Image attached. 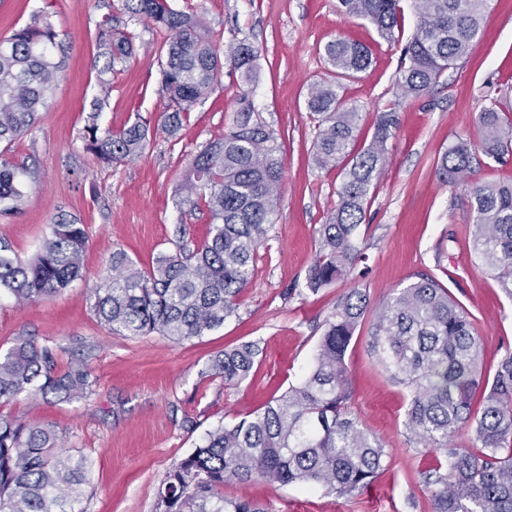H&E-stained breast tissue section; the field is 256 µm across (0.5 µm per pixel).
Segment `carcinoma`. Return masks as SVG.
Segmentation results:
<instances>
[{
    "mask_svg": "<svg viewBox=\"0 0 512 512\" xmlns=\"http://www.w3.org/2000/svg\"><path fill=\"white\" fill-rule=\"evenodd\" d=\"M401 0H340L343 12L367 21L396 43ZM415 31L402 49L397 84L420 97L463 59L477 37L489 0H411ZM128 22L107 12L98 23L94 66L101 111L112 92L115 64L131 58L137 36L129 22L146 20L169 34L160 53L163 109L155 122L138 118L113 131L95 120L85 126V149L104 164L138 156L147 141L173 137L212 89L223 70L245 85L258 78L263 48L240 40L223 53L206 36L195 12L176 10L170 0H122ZM66 47L47 15L0 39V143L28 132L41 117L63 68ZM325 55L339 78L366 70L369 49L336 39ZM479 137L459 138L437 161L446 182L471 174L474 151L495 162L512 152V120L501 101L485 95ZM307 109L320 116L313 158L323 169L340 168L343 182L328 222L319 225L318 251L306 273L316 292L343 279L364 259L359 228L365 201L387 164V142L397 113L381 112L368 146L349 150L359 130V112L340 95L336 82H314ZM275 131L254 112L248 97L230 128L194 154L179 189L181 213L204 208L207 236L190 246L159 254L140 267L123 251L112 252V274L95 290L93 311L113 333L175 341L200 338L224 325L239 308L253 274L257 252L272 223L282 182ZM27 169L0 158V214L19 212L27 199ZM472 248L484 271L512 295V182L475 183L471 188ZM85 226L61 214L51 236L30 261L0 245V288L16 302L52 296L82 276ZM365 292L349 289L324 321L310 367L297 385L261 411L207 434L202 445L179 460L156 493L155 512H264L251 500L224 495V486L262 480L302 484L348 494L367 488L385 467L383 444L360 424L350 407L345 357L369 310ZM371 349L386 374L409 391L404 427L417 440L443 450L447 464L429 474L433 512H512V351L493 378L483 372L482 342L471 314L433 276L419 275L383 304L371 324ZM260 349L246 342L212 356L201 375L237 386L254 375ZM96 378L77 365L56 371V353L28 336L0 354V403L20 396L59 400L93 394ZM470 445L448 448L462 433ZM60 437L48 424L0 417V512H78L91 468L85 457L60 454Z\"/></svg>",
    "mask_w": 512,
    "mask_h": 512,
    "instance_id": "1",
    "label": "carcinoma"
}]
</instances>
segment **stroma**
Here are the masks:
<instances>
[{"label":"stroma","mask_w":512,"mask_h":512,"mask_svg":"<svg viewBox=\"0 0 512 512\" xmlns=\"http://www.w3.org/2000/svg\"><path fill=\"white\" fill-rule=\"evenodd\" d=\"M105 0H0V37L28 24L44 10L68 44L63 71L39 122L0 154L27 164L24 210L0 215V243L30 259L49 237L59 214L85 224L84 276L56 295L24 305L0 294V352L17 337L32 336L55 349L59 369L85 364L97 376L95 393L59 402L39 396L0 405V414L48 423L62 437L66 454L91 463L82 506L85 512H155L156 491L171 466L203 443L209 430L235 423L298 383L307 371L324 320L351 288L371 305L388 301L415 274L444 275L445 286L476 319L484 366L495 372L512 351V298L482 270L469 243L474 231L470 185L512 181V155L497 163L476 155L466 181L442 183L436 164L457 138H476L486 94L512 106V0H491L467 59L447 71L420 98L396 83L402 44L416 17L405 9L399 43L379 37L366 21L343 13L339 0H172L176 9L206 20L220 48L245 38L263 47L258 78L244 87L220 75L176 138L158 135L131 160L106 166L84 148L83 130L98 93L97 25ZM139 49L116 64L112 93L98 123L121 128L135 117L155 118L165 36L151 24L134 25ZM338 38L370 47L368 69L342 79L341 95L361 116L356 148L366 147L378 113L392 110L398 126L388 140L385 174L367 197L360 242L365 257L329 288L305 286L318 249L317 229L338 201L343 175L312 160L318 124L306 108L307 89L334 78L324 48ZM248 96L273 128L284 174L275 224L260 250L236 317L206 336L175 342L108 330L92 309L93 290L105 277L113 251L141 266L174 250L179 238L202 240L207 210L181 216L175 191L201 146L223 134ZM259 341L262 352L252 380L223 388L202 377L208 359L224 347ZM371 326L355 334L346 362L352 410L384 446L386 467L365 490L339 495L303 485L275 486L259 480L225 486V495L250 499L266 512H432L435 465L430 448L403 425L408 391L393 384L370 347Z\"/></svg>","instance_id":"1"}]
</instances>
